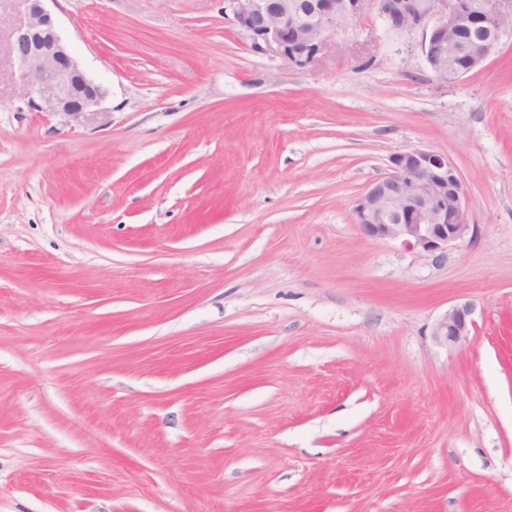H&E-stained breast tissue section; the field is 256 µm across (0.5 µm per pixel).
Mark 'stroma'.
<instances>
[{"label":"stroma","instance_id":"obj_1","mask_svg":"<svg viewBox=\"0 0 512 512\" xmlns=\"http://www.w3.org/2000/svg\"><path fill=\"white\" fill-rule=\"evenodd\" d=\"M50 9L110 94L0 78V512H512V35L451 84L372 9L313 67L223 0ZM411 149L476 226L437 262L351 220ZM471 308L468 304L453 306L441 316L434 325L433 334L438 344L457 345L466 341L469 336V315Z\"/></svg>","mask_w":512,"mask_h":512}]
</instances>
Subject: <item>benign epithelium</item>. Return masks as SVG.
<instances>
[{
  "mask_svg": "<svg viewBox=\"0 0 512 512\" xmlns=\"http://www.w3.org/2000/svg\"><path fill=\"white\" fill-rule=\"evenodd\" d=\"M24 20L11 25L5 52L9 77L29 88L48 110L78 123L102 106L110 90L92 78L61 36L46 6L48 0H20ZM224 17L244 31L254 48L298 67L313 63L325 48L352 36L368 8L389 30L420 36L428 68L455 83L479 68L498 45L496 40L468 43L467 66L447 69L448 31L483 23L466 0H314L306 14L288 0H223ZM488 12L504 21L498 32H512V0H488ZM466 190L448 156L425 149L390 156L389 172L371 183L352 205V223L371 241H398L420 257L438 261L448 248L474 235L468 223ZM469 305L453 306L434 325L441 345H457L469 336Z\"/></svg>",
  "mask_w": 512,
  "mask_h": 512,
  "instance_id": "obj_1",
  "label": "benign epithelium"
}]
</instances>
